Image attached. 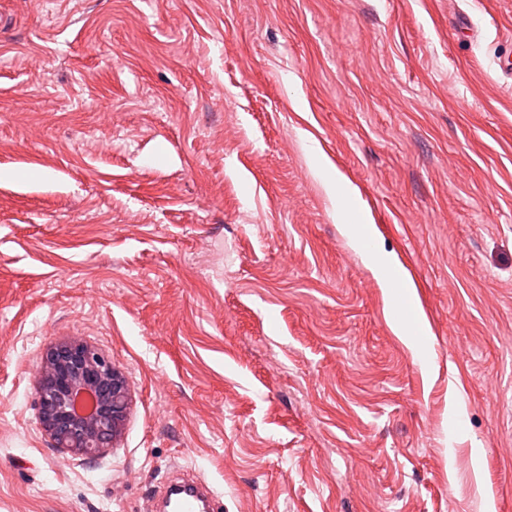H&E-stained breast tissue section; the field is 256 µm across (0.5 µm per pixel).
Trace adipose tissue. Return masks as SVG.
Listing matches in <instances>:
<instances>
[{
  "label": "adipose tissue",
  "mask_w": 512,
  "mask_h": 512,
  "mask_svg": "<svg viewBox=\"0 0 512 512\" xmlns=\"http://www.w3.org/2000/svg\"><path fill=\"white\" fill-rule=\"evenodd\" d=\"M319 179L334 205L339 221L343 223V235L352 247L363 253L388 291L393 308L400 314L399 319L393 323L395 333L416 356H423L427 351V334L411 283L396 269L392 259L375 246L372 225L365 220L341 179L326 173L320 174Z\"/></svg>",
  "instance_id": "obj_1"
}]
</instances>
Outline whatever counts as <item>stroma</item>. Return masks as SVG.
I'll return each instance as SVG.
<instances>
[{
  "instance_id": "obj_1",
  "label": "stroma",
  "mask_w": 512,
  "mask_h": 512,
  "mask_svg": "<svg viewBox=\"0 0 512 512\" xmlns=\"http://www.w3.org/2000/svg\"><path fill=\"white\" fill-rule=\"evenodd\" d=\"M508 60L512 0H0V512H148L181 468L223 512H512ZM67 338L129 383L96 459L38 417ZM315 171L334 205L339 223H342L343 235L352 247L363 253L388 291L393 308L402 314L401 318H397L393 322L394 332L412 349L416 356H423L427 352V334L411 283L396 269L392 259L375 246L372 240V224H368L365 220L363 213L355 205V201L348 198L350 191L341 179L335 175L326 174L318 164H316ZM349 215L353 216V220L347 219Z\"/></svg>"
}]
</instances>
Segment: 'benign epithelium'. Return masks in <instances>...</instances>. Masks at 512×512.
Segmentation results:
<instances>
[{
  "label": "benign epithelium",
  "instance_id": "1",
  "mask_svg": "<svg viewBox=\"0 0 512 512\" xmlns=\"http://www.w3.org/2000/svg\"><path fill=\"white\" fill-rule=\"evenodd\" d=\"M38 410L56 447L96 458L114 447L130 408L127 378L95 347L76 339L51 346L39 368Z\"/></svg>",
  "mask_w": 512,
  "mask_h": 512
}]
</instances>
